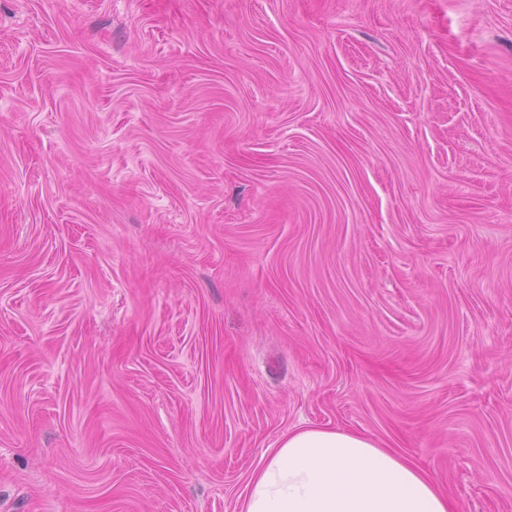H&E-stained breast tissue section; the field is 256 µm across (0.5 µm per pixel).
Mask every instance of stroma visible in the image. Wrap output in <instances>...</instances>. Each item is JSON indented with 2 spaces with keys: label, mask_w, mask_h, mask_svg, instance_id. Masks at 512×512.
<instances>
[{
  "label": "stroma",
  "mask_w": 512,
  "mask_h": 512,
  "mask_svg": "<svg viewBox=\"0 0 512 512\" xmlns=\"http://www.w3.org/2000/svg\"><path fill=\"white\" fill-rule=\"evenodd\" d=\"M299 426L512 512V0H0V512Z\"/></svg>",
  "instance_id": "1"
}]
</instances>
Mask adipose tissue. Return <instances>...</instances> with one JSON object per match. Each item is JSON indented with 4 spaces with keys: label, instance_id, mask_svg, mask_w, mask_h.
I'll use <instances>...</instances> for the list:
<instances>
[{
    "label": "adipose tissue",
    "instance_id": "adipose-tissue-1",
    "mask_svg": "<svg viewBox=\"0 0 512 512\" xmlns=\"http://www.w3.org/2000/svg\"><path fill=\"white\" fill-rule=\"evenodd\" d=\"M243 512H450L418 466L365 436L288 431L252 473Z\"/></svg>",
    "mask_w": 512,
    "mask_h": 512
}]
</instances>
